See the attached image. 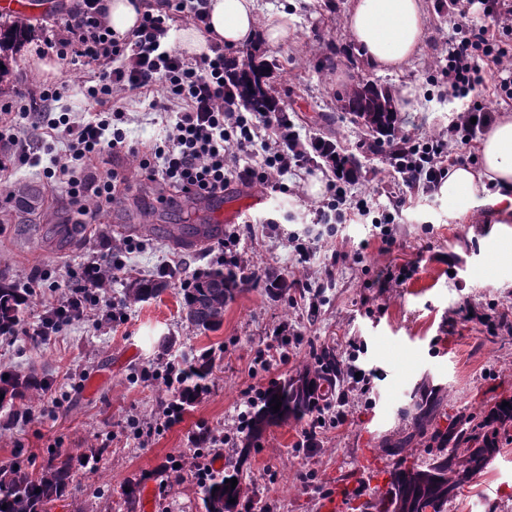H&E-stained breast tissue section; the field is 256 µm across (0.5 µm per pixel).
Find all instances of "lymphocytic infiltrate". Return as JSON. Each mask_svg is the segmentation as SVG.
I'll return each mask as SVG.
<instances>
[{"mask_svg": "<svg viewBox=\"0 0 512 512\" xmlns=\"http://www.w3.org/2000/svg\"><path fill=\"white\" fill-rule=\"evenodd\" d=\"M167 13L144 12L141 22L127 40H115L102 22L100 0H83L80 11L69 13L64 34L53 46L60 60L78 59L93 71L92 83L85 90L88 99L102 105V112L90 121L53 117L52 105L63 96L62 85L48 83L38 94L17 93L14 100L0 104V176L10 174L31 157L34 144L52 146L66 142V161H52L44 176L51 187L64 189L71 204L83 214L97 215L114 200L126 195L130 183L126 175L105 167L103 155L128 151L126 133L118 125L123 114L116 101L119 95H145L156 85L165 94L153 106L166 121L163 142L140 151L139 168L147 180L182 193L208 196L224 190L231 180L246 183H272L277 176L306 165V156L295 142L282 115L254 112L244 115L228 111L224 105V56L188 59L175 48H162L181 0H166ZM484 11L493 27L468 30L448 42L440 74L449 95L469 98L458 113L451 136L421 139L403 132L400 147L392 152L393 166L403 183L434 190L448 176L450 162H463L473 134L484 128L491 115L483 100L475 98L486 72L500 74L501 93L512 96V0H485ZM123 58L113 66L114 58ZM262 152L260 165H250L255 152ZM345 176L333 171L328 181L331 199L315 211V221H345L369 215L366 200L349 201ZM119 269L111 255L93 258L82 268L80 287L61 294L41 316L34 334L44 339L45 327L88 317L98 308V293L111 283ZM349 362L345 377L349 392L340 393L336 402L316 398L310 422L302 432L301 447L317 445L326 428L343 425L344 405L350 391L367 393L372 376L358 372L355 365L360 346L349 340ZM252 387L243 394V409L233 424L221 432L205 430L190 434L194 447L191 467L198 483H206L222 459V450L234 446L239 434L249 427L252 408L262 397Z\"/></svg>", "mask_w": 512, "mask_h": 512, "instance_id": "f902f5d3", "label": "lymphocytic infiltrate"}]
</instances>
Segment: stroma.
Segmentation results:
<instances>
[{"label": "stroma", "instance_id": "1", "mask_svg": "<svg viewBox=\"0 0 512 512\" xmlns=\"http://www.w3.org/2000/svg\"><path fill=\"white\" fill-rule=\"evenodd\" d=\"M77 2L40 0L28 12L34 32L0 79V102L20 91L39 90L31 55L40 51L57 67L55 82L67 88L60 112H97L79 91L85 78L80 63L58 60L45 46L59 36L67 10ZM424 5L422 50L400 73H377L351 43L342 25L348 0H256L259 16L287 13V46L272 49L258 37L248 47L224 52L225 58L238 59L252 51L278 64L274 87L301 145L323 138L335 142L340 153L355 154L361 170L347 193L368 197L379 208L388 206L401 177L374 150L375 134L341 108L337 91L366 80L396 90L415 87L417 95L409 110L399 113L398 126L424 137L448 134L466 102L447 96L444 84L434 79L435 66L454 31L492 23L479 8L461 16L442 8L440 0H424ZM162 95L158 86L151 98L126 99L130 145L162 138L165 128L150 105ZM107 163L124 171L132 193L93 224L82 223L32 165L0 180V278L15 286L42 269L60 291L78 287L83 264L109 248L124 266L108 288L112 301L119 302L128 282L157 278L165 264L179 267L160 296L127 309L123 321L75 320L62 325L50 342H40L27 331L53 300L54 292L47 290L32 297L21 333L0 336V372H33L52 385L48 395L0 409V466L19 463L38 473L50 451L78 456L106 449L97 463L77 470L70 491L48 512H142L140 493L156 489V470L172 456L190 461L189 433L201 427L223 430L237 415L243 390L281 384L311 364V351L346 360L351 337L364 345L358 365L376 376L369 396L350 393L343 426L326 430L313 449L300 447L304 425L292 420L267 428L248 458H241L238 448L225 449L224 472L239 474L243 498L256 507L319 512L326 494L342 480L372 492L385 490L391 459L384 441L409 431L404 411L421 384L441 391L435 422L442 428L449 416L476 413L492 397L512 396V334L490 337L458 315L464 307L490 314L512 304V255L506 253L512 248V212L496 206L492 192L480 194L463 218L449 216L438 192H418L381 230L367 219L337 226L314 223L313 210L323 200L307 195L304 187L329 175L328 165L317 157L307 168L278 177L274 189L231 181L225 199H262L244 210L237 224L249 285L225 307L223 325L204 334L184 320L179 290L184 279L217 265L219 240L200 248L190 245L197 228L210 221L205 197L165 192L143 180L132 154L108 157ZM384 234L390 238L386 246L380 241ZM299 242L313 246L308 262L299 260ZM403 267L408 273L402 285L379 287L383 272ZM273 275L321 293L312 300L293 289L271 298L266 283ZM282 330L302 339L292 360L254 371L256 351ZM206 350L214 357L206 390L188 406L182 424L140 446L125 429L128 419L154 418L174 394L163 379H143V370L183 366ZM55 400L60 403L56 409L51 406ZM302 471L309 482L298 480ZM131 486L136 495H128ZM448 512H512L511 441L464 485Z\"/></svg>", "mask_w": 512, "mask_h": 512}]
</instances>
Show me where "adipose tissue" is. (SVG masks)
Wrapping results in <instances>:
<instances>
[{"label": "adipose tissue", "instance_id": "ef3b65f1", "mask_svg": "<svg viewBox=\"0 0 512 512\" xmlns=\"http://www.w3.org/2000/svg\"><path fill=\"white\" fill-rule=\"evenodd\" d=\"M146 6L141 0H103L102 19L117 38L137 27ZM203 30L181 32L179 46L190 55L238 47L263 34L270 47L284 45L290 32L287 15L261 20L254 0H206ZM343 25L364 59L379 72L399 73L420 52L425 32L423 0H349ZM480 165H460L439 188L455 216L466 213L471 199L488 187L512 191V116L499 118L482 139Z\"/></svg>", "mask_w": 512, "mask_h": 512}]
</instances>
